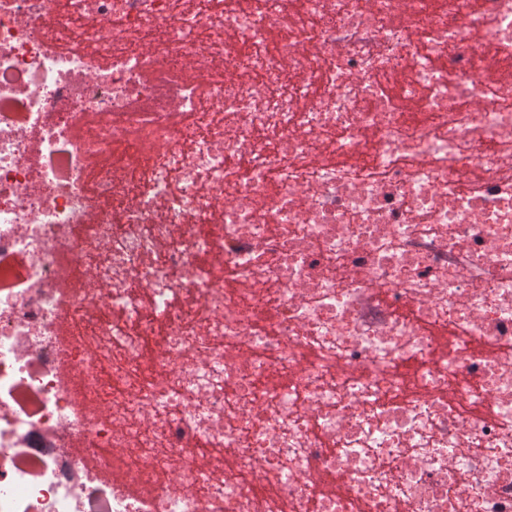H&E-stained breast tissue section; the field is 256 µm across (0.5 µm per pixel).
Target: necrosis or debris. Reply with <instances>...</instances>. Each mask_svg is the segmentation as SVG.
<instances>
[{"mask_svg":"<svg viewBox=\"0 0 512 512\" xmlns=\"http://www.w3.org/2000/svg\"><path fill=\"white\" fill-rule=\"evenodd\" d=\"M0 512H512V0H0Z\"/></svg>","mask_w":512,"mask_h":512,"instance_id":"1","label":"necrosis or debris"}]
</instances>
